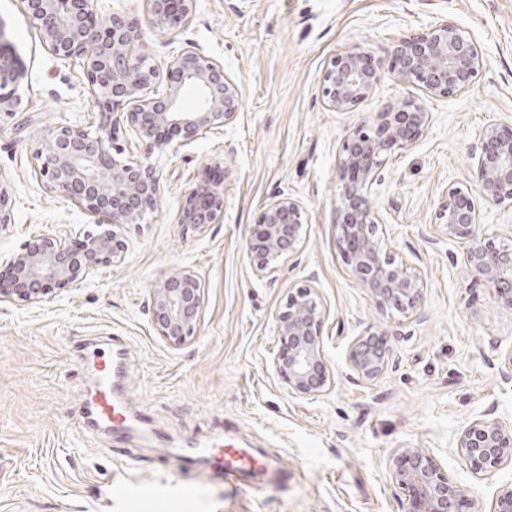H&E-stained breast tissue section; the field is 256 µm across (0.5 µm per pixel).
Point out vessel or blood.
Instances as JSON below:
<instances>
[{"label":"vessel or blood","mask_w":512,"mask_h":512,"mask_svg":"<svg viewBox=\"0 0 512 512\" xmlns=\"http://www.w3.org/2000/svg\"><path fill=\"white\" fill-rule=\"evenodd\" d=\"M81 360L96 369V380L86 392L81 413L86 423L93 427H105L115 447L128 444L142 421L140 415L129 411L122 381L126 372L125 357L121 349L109 355H101L97 349L85 346L79 351ZM184 473H191L195 462L207 461L210 473L221 479L225 487L239 488L251 469V455L243 448L224 441L223 434L214 435L206 442H193L189 447L178 449Z\"/></svg>","instance_id":"vessel-or-blood-1"}]
</instances>
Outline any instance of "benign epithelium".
I'll return each instance as SVG.
<instances>
[{"label": "benign epithelium", "mask_w": 512, "mask_h": 512, "mask_svg": "<svg viewBox=\"0 0 512 512\" xmlns=\"http://www.w3.org/2000/svg\"><path fill=\"white\" fill-rule=\"evenodd\" d=\"M47 50L59 59L80 61L87 90L99 115L95 131L62 126L45 133L37 159L48 191L64 196L94 218L99 231L67 242L68 235H38L18 250L0 255V303H38L56 289L76 286L104 266L121 264L127 244L121 229L140 224L162 199L161 176L152 164L134 159L118 146L121 124L130 127L146 148L161 149L168 134L190 145L211 131L233 123L243 106L239 85L224 66L187 46L163 65L133 53L141 38L134 20L112 15L100 21L94 0H24ZM194 0H152L160 27L185 22ZM390 76L432 96L448 97L469 89L478 76L481 54L461 29L448 24L402 38L388 51ZM385 76L373 59L345 50L328 63L321 94L326 106L349 112L369 97ZM26 77L0 21V117L20 105L14 86ZM165 92L157 93V87ZM197 94L186 108V91ZM428 123L427 113L412 100H401L362 120L345 136L337 164L340 207L338 243L352 279L382 307L413 314L425 286L424 275L407 261L387 254L375 239L380 216L370 193L388 155L411 148ZM475 188L453 184L442 191L433 233L468 243L461 264L465 275L489 284L494 301L512 311V248H497L479 239L477 200L512 206V126L492 123L483 131L473 169ZM224 217V193L205 177L184 196L179 223L204 228ZM306 211L288 194L276 196L261 210L247 242L253 276L272 282L302 240ZM205 291L191 270H173L152 289V320L159 335L179 348L202 321ZM327 308L309 288H299L277 315L278 349L272 367L296 397H314L335 386L324 350ZM385 332L368 329L354 337L345 360L352 374L370 384L384 374L390 349ZM455 450L482 476L512 463V424L488 414L458 433ZM390 480L408 496L407 512H459L469 490L448 478L442 465L420 448H401L388 466ZM491 512H512V485L498 489Z\"/></svg>", "instance_id": "7a95c632"}]
</instances>
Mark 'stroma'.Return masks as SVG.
I'll return each mask as SVG.
<instances>
[{
	"instance_id": "35a3bbf8",
	"label": "stroma",
	"mask_w": 512,
	"mask_h": 512,
	"mask_svg": "<svg viewBox=\"0 0 512 512\" xmlns=\"http://www.w3.org/2000/svg\"><path fill=\"white\" fill-rule=\"evenodd\" d=\"M100 19L142 24L134 48L163 65L186 45L218 61L239 85L236 121L188 146L146 150L131 129L119 142L162 175L159 209L126 226L125 260L39 304L0 305V512H406L387 465L400 448L433 454L449 478L489 512L512 464L472 473L455 452L459 431L488 414L512 423V381L501 358L512 349V313L488 285L461 271L464 243L432 241L447 185L472 187L484 129L512 121V0H195L187 23L153 25L147 0H96ZM0 21L24 64L21 103L0 121V186L13 202L0 227V253L39 234L95 231L92 217L46 190L36 150L51 128L95 129L98 117L77 60L44 48L24 0H0ZM449 23L479 45L473 86L448 98L384 77L355 111L329 110L323 72L356 49L386 58L399 38ZM411 99L429 117L410 149L389 155L371 199L377 234L396 258L424 272L417 315L380 307L353 280L336 235L337 162L359 120ZM224 181V219L196 229L179 223L185 194L202 173ZM286 193L308 218L303 241L275 282L254 278L246 255L264 205ZM176 268L193 270L206 292L204 318L184 346L171 347L151 316V291ZM315 289L327 305L325 351L336 385L315 398L288 394L271 360L276 317L290 292ZM387 333V370L358 383L345 349L369 326ZM127 342L128 395L145 409V435L113 451L106 434L79 435L71 413L91 381L78 347ZM224 424L261 463L287 471L230 491L195 472L183 482L160 464L168 451Z\"/></svg>"
}]
</instances>
